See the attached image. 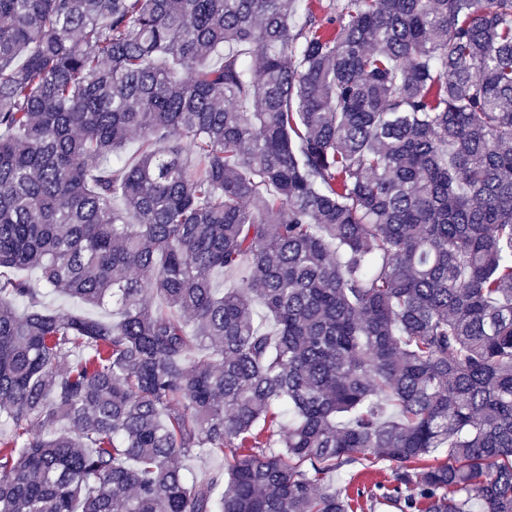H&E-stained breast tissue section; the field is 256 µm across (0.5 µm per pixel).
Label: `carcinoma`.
<instances>
[{"instance_id":"obj_1","label":"carcinoma","mask_w":512,"mask_h":512,"mask_svg":"<svg viewBox=\"0 0 512 512\" xmlns=\"http://www.w3.org/2000/svg\"><path fill=\"white\" fill-rule=\"evenodd\" d=\"M2 425L0 512H512V0H0ZM44 304L54 310H64L67 312H88L104 318H112V308H99L90 309L83 305L77 299H70L59 296L57 294H50L44 299ZM180 464L198 479H208L227 470L232 464V459L229 454L224 455V457L212 456L205 459L191 457L181 459ZM367 459L358 460L350 466H347L342 471L345 479L351 478L352 484L355 487L368 490H375L376 483L387 484L386 481L390 477L391 471L389 463L374 460L373 456L366 457Z\"/></svg>"}]
</instances>
